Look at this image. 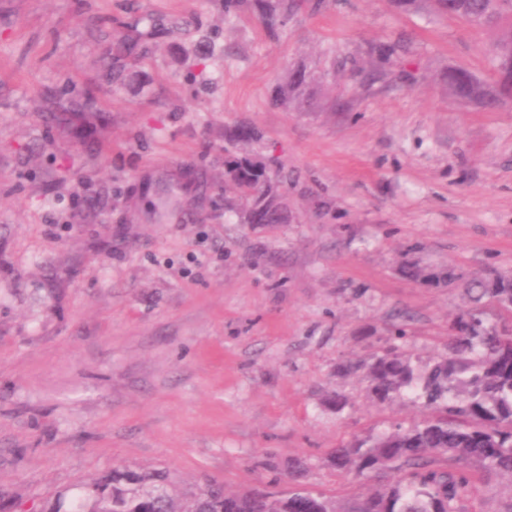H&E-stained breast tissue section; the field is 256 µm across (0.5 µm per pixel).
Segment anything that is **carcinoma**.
Wrapping results in <instances>:
<instances>
[{
	"label": "carcinoma",
	"mask_w": 512,
	"mask_h": 512,
	"mask_svg": "<svg viewBox=\"0 0 512 512\" xmlns=\"http://www.w3.org/2000/svg\"><path fill=\"white\" fill-rule=\"evenodd\" d=\"M436 14L459 19L495 34L494 75L512 71V0H432ZM252 7L271 34L304 0H224V17ZM123 39L106 60L107 75L121 79L114 61L132 54ZM315 72L288 73L276 86L273 104L297 111L313 101ZM448 93L488 107L512 101L499 82L489 89L470 71H448ZM261 139L259 130L236 125L224 131V190L243 202L246 224H285L284 187L288 172L251 156L245 147ZM464 282L466 302L448 324V341L433 363L420 367L399 341L390 338L379 354L342 362L338 374L361 373L381 404L407 397L425 411L411 426L395 422L376 434L334 448L328 462L385 482L359 489L340 507L336 498L306 488L303 461L288 464V486L229 492L207 479L179 492L164 471L114 468L65 507L50 512H465L487 475L512 478V272L467 276L448 268L444 282Z\"/></svg>",
	"instance_id": "carcinoma-1"
}]
</instances>
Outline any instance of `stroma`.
<instances>
[{
    "mask_svg": "<svg viewBox=\"0 0 512 512\" xmlns=\"http://www.w3.org/2000/svg\"><path fill=\"white\" fill-rule=\"evenodd\" d=\"M145 16L177 25L111 83L104 48ZM492 42L429 0H328L273 35L224 0H0V512L115 467L238 490L275 478L269 457L355 492L331 449L421 413L337 364L398 327L432 363L462 304L403 266L512 270V103L446 87L452 68L489 79ZM302 66L313 111L271 105ZM87 95L85 123L50 119ZM243 123L290 176L287 223L224 207Z\"/></svg>",
    "mask_w": 512,
    "mask_h": 512,
    "instance_id": "35a3bbf8",
    "label": "stroma"
}]
</instances>
